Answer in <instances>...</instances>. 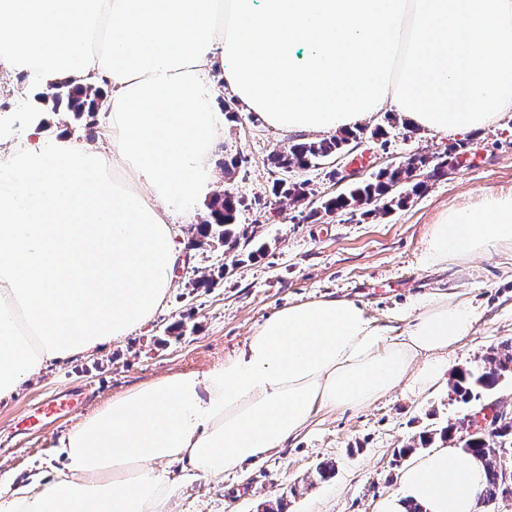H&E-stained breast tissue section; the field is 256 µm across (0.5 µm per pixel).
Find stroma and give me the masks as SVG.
I'll return each instance as SVG.
<instances>
[{
	"label": "stroma",
	"instance_id": "35a3bbf8",
	"mask_svg": "<svg viewBox=\"0 0 512 512\" xmlns=\"http://www.w3.org/2000/svg\"><path fill=\"white\" fill-rule=\"evenodd\" d=\"M364 133L333 159L305 170H282L274 151L296 136L268 126L262 115L236 105L216 139V193L241 200L238 224L252 226L263 255L235 263L223 246L194 247L195 227L209 214L175 215L176 239L185 256L166 304L153 319L103 351L53 363L0 402V476L34 483L58 468V440L84 416L140 385L178 372L202 371L241 347L253 328L289 303L323 295L361 304L376 324L398 326L399 315L418 298L448 293L470 300L478 312L471 336L448 353L439 387L416 398L394 391L359 410L323 411L284 447L240 473L220 479L180 464H156L169 483L166 512H263L266 502L284 501L285 512H375L377 502L398 490L406 462L397 449L425 431L454 424L464 407L453 393L457 369L483 365L490 350L512 342V253L493 252L464 262L425 267L423 239L451 205H468L488 193L512 191V112L497 124L460 136L406 123L394 108L362 121ZM384 137H374L375 129ZM463 143L451 174L429 181L404 206L365 208L310 218L330 198L347 190L341 176L357 172L374 179L415 155L438 158ZM234 168H227V161ZM307 181L304 204L275 214V180ZM210 287H196L202 276ZM80 393L67 415L43 417L53 394ZM333 462L335 476L319 480L316 467Z\"/></svg>",
	"mask_w": 512,
	"mask_h": 512
}]
</instances>
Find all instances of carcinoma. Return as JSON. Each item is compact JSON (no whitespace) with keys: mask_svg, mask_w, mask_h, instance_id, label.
<instances>
[{"mask_svg":"<svg viewBox=\"0 0 512 512\" xmlns=\"http://www.w3.org/2000/svg\"><path fill=\"white\" fill-rule=\"evenodd\" d=\"M42 103H52L53 107L65 105L67 112L79 119L84 115L92 116L99 111L100 95L98 92L72 86L68 83H50L46 90L37 95ZM359 138L353 130H341L338 133L316 141L299 142L289 146L287 151L273 155V163L283 169H306L318 160L328 158L340 152L349 142ZM462 144L457 143L448 148L441 161L433 162L425 156L418 158L420 168L424 169V180L417 181L411 186V193L398 196L396 204L402 206L410 199V195L420 193L426 187V181L448 175L450 161L448 158L455 154ZM413 170L393 166L380 171L375 179L353 184L346 193L340 194L327 202L323 209L325 214L339 210L353 209L381 201L391 194L398 185L411 180ZM308 183L288 182L280 180L274 187V196L285 198L298 203L307 198ZM241 201L233 196L216 197L210 205V219L197 225V239L194 244H211L215 241L224 245L225 250L232 252L239 240L250 243L254 236L247 231L236 230V216ZM512 371V343H506L492 349L484 365L466 369L458 374L453 391L459 401L467 405L482 399L483 394L494 389L506 372ZM442 442L452 441L465 454L478 457L485 462V481L479 496V503L489 504L503 497L512 486V473L506 472L497 465L503 455L494 449L506 443L512 444V412L499 411V417L488 425H476L466 417L459 418L458 424L446 426L438 432Z\"/></svg>","mask_w":512,"mask_h":512,"instance_id":"obj_1","label":"carcinoma"}]
</instances>
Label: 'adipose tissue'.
I'll return each mask as SVG.
<instances>
[{
  "label": "adipose tissue",
  "instance_id": "obj_1",
  "mask_svg": "<svg viewBox=\"0 0 512 512\" xmlns=\"http://www.w3.org/2000/svg\"><path fill=\"white\" fill-rule=\"evenodd\" d=\"M0 95L50 82L102 96L109 124L76 141L44 112L0 113V400L54 361L102 351L164 305L172 213L212 189L226 117L208 79L288 133L358 126L384 106L466 134L512 110V0H0ZM512 250V193L449 207L420 260ZM477 312L445 295L377 326L346 297L289 304L221 364L112 398L58 442L46 482H0V512H164L155 462L210 478L282 447L326 410L436 384ZM414 455L377 512H475L480 460Z\"/></svg>",
  "mask_w": 512,
  "mask_h": 512
}]
</instances>
